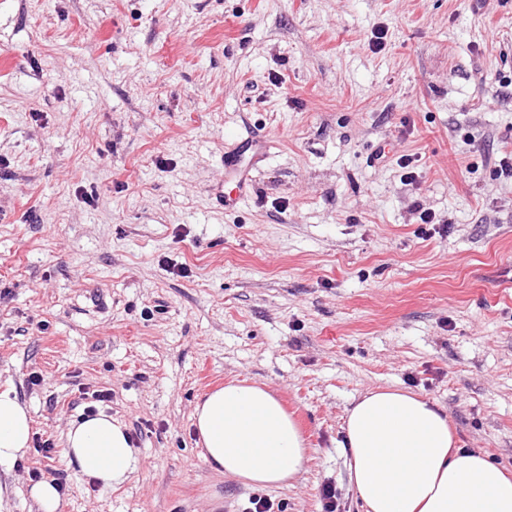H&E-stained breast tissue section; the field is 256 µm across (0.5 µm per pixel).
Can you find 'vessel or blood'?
<instances>
[{
  "mask_svg": "<svg viewBox=\"0 0 512 512\" xmlns=\"http://www.w3.org/2000/svg\"><path fill=\"white\" fill-rule=\"evenodd\" d=\"M267 141L237 136L224 143V206L231 209L252 189V174L267 156Z\"/></svg>",
  "mask_w": 512,
  "mask_h": 512,
  "instance_id": "1",
  "label": "vessel or blood"
}]
</instances>
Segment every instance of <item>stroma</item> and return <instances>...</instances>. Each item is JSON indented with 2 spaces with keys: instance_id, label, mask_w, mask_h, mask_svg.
<instances>
[{
  "instance_id": "35a3bbf8",
  "label": "stroma",
  "mask_w": 512,
  "mask_h": 512,
  "mask_svg": "<svg viewBox=\"0 0 512 512\" xmlns=\"http://www.w3.org/2000/svg\"><path fill=\"white\" fill-rule=\"evenodd\" d=\"M249 131L271 148L228 212ZM510 151L512 0H0V393L58 449L86 391L151 424L116 489L60 452L0 466L9 512H37L34 469L66 471L58 512H322L326 485L365 512L344 422L380 387L512 475ZM230 381L294 416L288 486L200 456ZM268 142L252 135L224 141V209H232L252 189V174L267 156Z\"/></svg>"
}]
</instances>
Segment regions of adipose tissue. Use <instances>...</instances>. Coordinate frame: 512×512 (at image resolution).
<instances>
[{
  "mask_svg": "<svg viewBox=\"0 0 512 512\" xmlns=\"http://www.w3.org/2000/svg\"><path fill=\"white\" fill-rule=\"evenodd\" d=\"M202 457L248 487H281L302 471L304 440L272 392L228 384L198 404ZM32 420L17 397L0 393V466L22 457ZM350 483L366 512H512V477L480 453L456 447L447 416L414 395L368 391L348 409ZM64 456L101 487L124 484L139 451L123 423L105 412L65 434Z\"/></svg>",
  "mask_w": 512,
  "mask_h": 512,
  "instance_id": "obj_1",
  "label": "adipose tissue"
}]
</instances>
